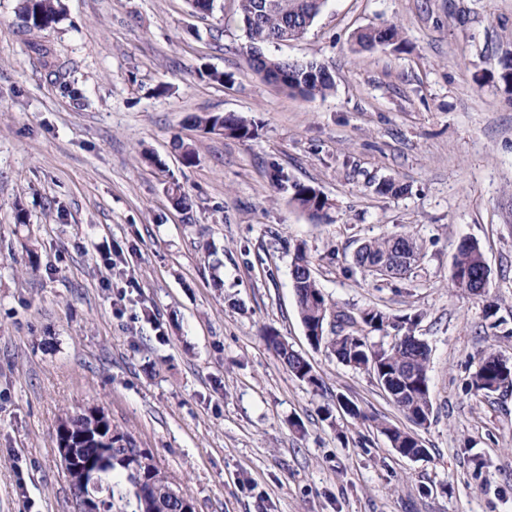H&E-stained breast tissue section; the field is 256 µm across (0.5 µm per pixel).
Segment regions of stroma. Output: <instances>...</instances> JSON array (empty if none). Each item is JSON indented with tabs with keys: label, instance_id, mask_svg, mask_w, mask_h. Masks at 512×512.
<instances>
[{
	"label": "stroma",
	"instance_id": "stroma-1",
	"mask_svg": "<svg viewBox=\"0 0 512 512\" xmlns=\"http://www.w3.org/2000/svg\"><path fill=\"white\" fill-rule=\"evenodd\" d=\"M62 3L30 32L0 0V512H71L55 432L87 405L196 512H512V387L467 386L482 352L512 360V0H327L302 38L267 48L328 67L335 88L313 99L252 69L236 0L206 15L188 0ZM385 22L405 46L362 50L357 34ZM203 112L257 134L203 133ZM386 179L403 193H376ZM172 182L192 208L172 205ZM297 183L330 199L328 222L292 204ZM399 232L420 248L411 274L355 267L361 244ZM466 239L490 268L482 297L454 285ZM298 249L336 310L415 319L426 457L376 431L375 416L412 426L371 373L309 344ZM271 330L322 389L288 371ZM191 120L193 121L194 125L202 129H204L207 126V124H211L213 127L219 125L223 129H227L230 131V134L224 135L223 132L221 134L216 135H222L236 139H251L255 134V129L253 125L248 123L242 117H239L233 113H204L202 115L192 116Z\"/></svg>",
	"mask_w": 512,
	"mask_h": 512
}]
</instances>
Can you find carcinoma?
<instances>
[{"mask_svg":"<svg viewBox=\"0 0 512 512\" xmlns=\"http://www.w3.org/2000/svg\"><path fill=\"white\" fill-rule=\"evenodd\" d=\"M322 6L323 0H238L239 19L252 49L250 63L253 69L266 78L276 72L288 76L283 88L292 93L315 97L329 92L334 81L326 75L324 65L275 58L265 52L268 44L284 40L289 32L297 39L303 37L321 13ZM62 13L61 0H19L18 15L30 31L53 27L61 20ZM357 41L366 50L400 43L402 28L395 23H385L360 33ZM191 120L202 129L209 124L227 129L231 138L250 139L255 134L253 125L233 113H204L191 117ZM169 198L173 205L182 209L193 204L191 197L177 183L169 188ZM291 202L297 209L319 220L329 218V208L313 186L294 185ZM410 254L419 256L416 241L401 233L363 243L353 261L356 267L372 276H380L372 267L383 265L388 277L401 278L413 270V265L406 263ZM483 260L484 254L477 243L464 241L459 245L454 281L465 286V291L472 295L485 293ZM292 267L298 315L304 328H320L318 347L328 350L345 365L372 372L395 406L413 424L425 425L432 414L428 376L430 351L428 345L414 335V321L407 318L398 323L379 309L366 308L359 312V318L351 320V324L359 323L361 328L345 334L334 329L328 332L331 303L312 274L310 261L302 250L296 251ZM389 327L401 330L403 334L386 349L375 346L368 350L370 341L364 329L382 332ZM265 340L296 378L317 388L323 386L308 361L285 338L271 333ZM508 385L512 386V363L494 353L483 355L471 378L473 394L488 397ZM372 421L391 447L407 452L423 448L414 432L375 417ZM63 427L67 428L73 444L82 448V453L71 463V473L76 476L83 473L86 464L98 462L101 449H112L106 463L99 468V485L92 489V494L101 499L104 512H195L193 501L155 464L151 453L145 448H135L131 432L99 416L97 408L74 412L68 420L59 423L56 435H61Z\"/></svg>","mask_w":512,"mask_h":512,"instance_id":"cac0c4a2","label":"carcinoma"}]
</instances>
